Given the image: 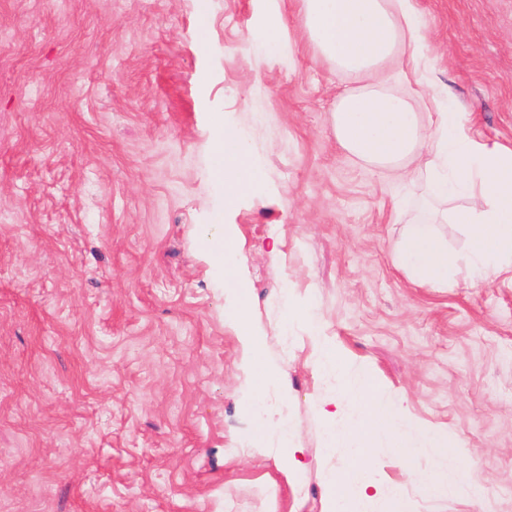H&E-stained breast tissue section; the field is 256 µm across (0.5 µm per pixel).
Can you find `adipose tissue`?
Listing matches in <instances>:
<instances>
[{
    "label": "adipose tissue",
    "mask_w": 512,
    "mask_h": 512,
    "mask_svg": "<svg viewBox=\"0 0 512 512\" xmlns=\"http://www.w3.org/2000/svg\"><path fill=\"white\" fill-rule=\"evenodd\" d=\"M299 22L309 43L330 69L358 80V87L336 98L332 125L338 144L352 157L379 170L402 177L413 173L423 181L440 209L434 219L406 225L395 247L393 262L421 283L447 286L448 276L466 265L472 280L512 275V149L477 141L463 113L436 112L426 122L415 102L382 89L386 64L402 57L419 64L423 21L412 0H298ZM215 174L224 182V206L234 208L259 180L258 168L240 138L216 127L213 142ZM482 197L486 205L474 209L465 198ZM460 224L468 231L466 262H459L433 230L434 220ZM207 252L224 271V283L233 293L230 316L242 344L254 352V405L260 415V434L277 433L284 475L298 474L290 446L294 427L268 415L263 394L273 374L250 324V299L237 275L238 243L233 225L221 237L210 239ZM347 396L358 401L366 417L350 430H328L329 447L350 448L344 465L325 476L329 512L355 508L365 512L376 481L369 467L370 449L364 438L381 433L400 440L403 421L390 405L376 402L378 388L368 377L344 378Z\"/></svg>",
    "instance_id": "adipose-tissue-1"
}]
</instances>
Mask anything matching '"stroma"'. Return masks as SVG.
<instances>
[{"mask_svg": "<svg viewBox=\"0 0 512 512\" xmlns=\"http://www.w3.org/2000/svg\"><path fill=\"white\" fill-rule=\"evenodd\" d=\"M413 4L437 92L420 111L454 103L512 147V0ZM355 84L297 0H0V512H325L347 455L325 433L363 412L320 409L360 371L428 446L372 435V512H512V282L438 288L393 265L425 190L337 143ZM218 117L263 173L230 211ZM227 224L279 368L265 405L296 427L291 483L256 436L250 352L202 244ZM288 305L313 308L319 340Z\"/></svg>", "mask_w": 512, "mask_h": 512, "instance_id": "obj_1", "label": "stroma"}]
</instances>
